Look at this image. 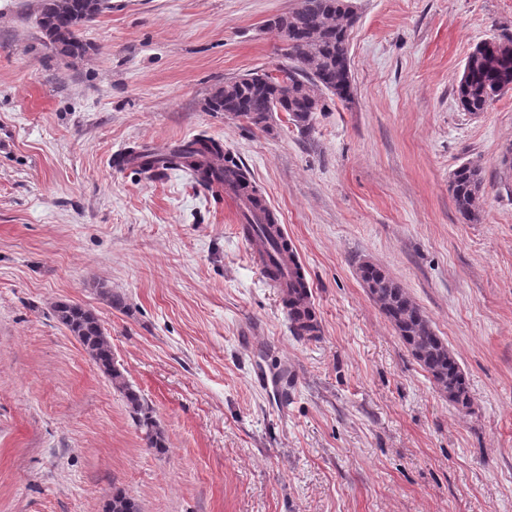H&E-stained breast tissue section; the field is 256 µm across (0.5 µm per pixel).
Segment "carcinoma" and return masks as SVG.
I'll return each mask as SVG.
<instances>
[{
  "label": "carcinoma",
  "mask_w": 512,
  "mask_h": 512,
  "mask_svg": "<svg viewBox=\"0 0 512 512\" xmlns=\"http://www.w3.org/2000/svg\"><path fill=\"white\" fill-rule=\"evenodd\" d=\"M107 0H43L38 24L56 53L64 58H79L87 52L81 38L82 28L106 8ZM349 0H299L288 13V21L271 23L286 46L288 65L278 74L256 71L234 78L218 87L207 104L211 112H224L255 126L267 124V112H286L301 131L312 128L315 113L309 111L311 99H317L321 111L353 94L349 36L352 25ZM512 89V36L477 45L469 54L455 86V94L464 111H485ZM125 159L144 172L175 167L208 186L231 184L250 199L252 211L242 213L245 224H273L275 217L263 205L261 189L252 183L247 170L224 152V146L210 138H195L168 153H156L134 146ZM483 175L479 164H460L448 181V192L458 213L469 222L480 216L479 201ZM369 295L391 322L412 356L436 387L449 394L448 402L459 409L469 408L465 374L448 346L438 336L424 311L404 288L385 270L372 264L360 268ZM306 288L302 274L289 283L283 302L293 332L313 338L318 332L314 312L303 307ZM52 316L80 343L99 371L120 391L131 417L143 434L146 447L163 453L167 450L164 431L153 416V409L127 381L112 353V342L99 318L90 309L72 301H58ZM106 512H140L135 499L121 489L112 491Z\"/></svg>",
  "instance_id": "1"
}]
</instances>
